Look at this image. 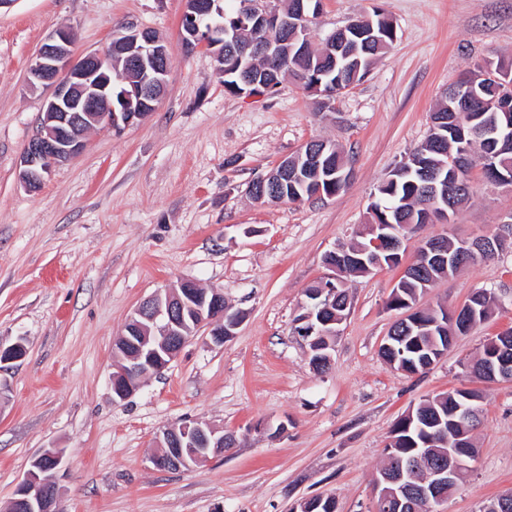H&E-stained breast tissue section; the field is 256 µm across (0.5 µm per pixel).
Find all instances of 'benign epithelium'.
<instances>
[{
    "label": "benign epithelium",
    "instance_id": "benign-epithelium-1",
    "mask_svg": "<svg viewBox=\"0 0 512 512\" xmlns=\"http://www.w3.org/2000/svg\"><path fill=\"white\" fill-rule=\"evenodd\" d=\"M213 0H193L191 14H182L181 24L188 32L181 38L184 52L211 50L220 44L219 31L203 30L197 15L212 12ZM241 17L254 24L259 32H282L288 25L275 10L261 9L257 0H243ZM124 34L115 39L113 46L104 52H94L79 60L72 59L70 35L64 31L51 34L40 47L35 63L29 71L30 86L51 89L47 98L39 129L24 147L19 168V181L24 188L34 192L40 188L51 170L80 154L85 147L88 130L120 133L145 117V110L155 107L160 96L158 88L165 87L168 74V47L154 32L134 22L122 25ZM328 48L347 59L358 54V43L348 42L347 33L334 32L326 38ZM125 55L126 66L136 73L135 81L120 86L124 108L115 111L112 103V53ZM325 147L320 141L311 140L299 151L280 162L283 176L288 169L304 163V169H320ZM449 220L448 194H433L427 209V223L446 224ZM367 233L372 235L370 244L363 245L353 260L372 272L385 264L401 263L400 250L404 234L397 225L370 224ZM512 244V225H502V230L491 237L479 238L466 244L468 258L489 257ZM462 257L448 255L446 240L437 237L417 253V260L403 267L402 275H411L419 265H432L440 271L441 278L454 275ZM332 271L328 277L304 291L306 308L304 319L298 321L296 333L305 342H314L316 336H337L345 320L342 315L325 317L331 309L336 294V281L343 268L327 265ZM196 282L183 280L164 293L145 299L129 319L125 333L117 340L116 349L125 364H120L112 375V393L124 400L140 389L146 377L163 371L176 358L189 338L202 327H207L211 341L222 344L236 334L245 317L244 312L224 304L221 289H211L210 294L195 291ZM419 295L403 300L405 310L402 326L414 331L421 326L420 317L425 308L417 305ZM478 292L459 306L445 307L436 314L434 325L440 331L448 324L456 325L444 343L452 344L456 337L467 333L457 322L476 315L473 300ZM492 354L481 371V381L512 380V341L503 339L490 342ZM26 354L23 340L10 346L0 344V372L9 364L21 360ZM461 396L453 404L446 418L429 422L424 429V450L415 456L395 461L389 470L375 479L378 505L396 502L401 512H418L416 503L424 500L434 508L447 500V490L458 484L467 470L468 461L475 457L472 448V430L478 417L481 396L471 387L460 389ZM234 435L206 421L189 419L180 425L164 430L162 446L167 451L153 458L159 469L180 470L207 461L210 450H222L234 445ZM438 445H451L457 454L446 466L432 465L433 450ZM63 452L56 448L44 450L32 463L15 490L12 510L24 512H63L59 503L57 474Z\"/></svg>",
    "mask_w": 512,
    "mask_h": 512
}]
</instances>
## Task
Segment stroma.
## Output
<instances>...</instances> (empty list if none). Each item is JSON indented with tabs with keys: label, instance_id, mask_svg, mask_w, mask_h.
I'll return each mask as SVG.
<instances>
[{
	"label": "stroma",
	"instance_id": "stroma-1",
	"mask_svg": "<svg viewBox=\"0 0 512 512\" xmlns=\"http://www.w3.org/2000/svg\"><path fill=\"white\" fill-rule=\"evenodd\" d=\"M396 39L369 74L319 111L287 79L271 94L228 93L213 55L185 54L183 0H12L0 8V343L24 339L25 358L0 373V512L32 461L60 448L63 512H293L313 496L336 512H376L374 479L397 420L437 394L467 385L464 365L512 330V249L435 283L423 306H457L479 289L497 306L429 370L406 375L380 346L401 313L389 309L400 276L386 267L347 275L351 306L326 371L314 370L294 332L304 291L328 272L325 255L371 223L376 185L429 133L449 85L484 61H512V0H322L309 39L320 43L374 11ZM136 22L168 44L166 92L122 134L94 130L84 151L40 190L18 180L48 90L29 68L55 30L74 55L107 49ZM347 153L346 191L259 204L258 175L306 142ZM472 194L425 239L493 233L512 193L471 170ZM184 279L220 288L245 320L224 344L199 330L162 373L125 400L112 397L114 343L134 309ZM478 450L446 512H481L512 491V382L482 385ZM201 419L233 447L188 470H160L166 428Z\"/></svg>",
	"mask_w": 512,
	"mask_h": 512
}]
</instances>
